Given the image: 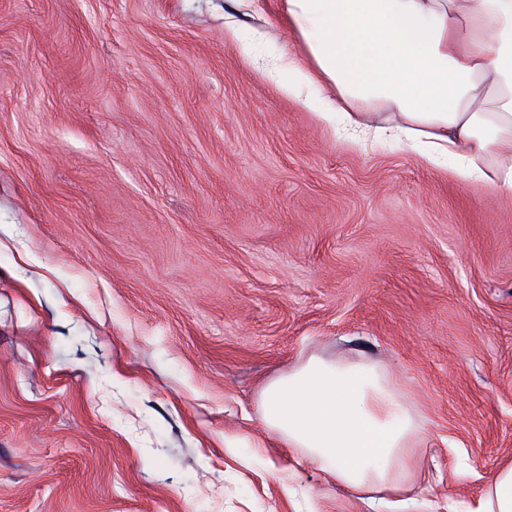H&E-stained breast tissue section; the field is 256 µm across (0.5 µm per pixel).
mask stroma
<instances>
[{"instance_id":"obj_1","label":"stroma","mask_w":512,"mask_h":512,"mask_svg":"<svg viewBox=\"0 0 512 512\" xmlns=\"http://www.w3.org/2000/svg\"><path fill=\"white\" fill-rule=\"evenodd\" d=\"M279 13L0 0V512H386L263 427L311 355L417 414L404 512L512 465V195L283 94Z\"/></svg>"}]
</instances>
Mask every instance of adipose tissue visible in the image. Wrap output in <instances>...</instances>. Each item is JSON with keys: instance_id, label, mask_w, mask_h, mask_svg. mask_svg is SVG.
<instances>
[{"instance_id": "1", "label": "adipose tissue", "mask_w": 512, "mask_h": 512, "mask_svg": "<svg viewBox=\"0 0 512 512\" xmlns=\"http://www.w3.org/2000/svg\"><path fill=\"white\" fill-rule=\"evenodd\" d=\"M307 66L284 92L335 95L318 107L355 136L392 133L426 160L512 194V0H281ZM265 428L296 461L356 494H412L419 424L387 370L366 356L312 355L270 380Z\"/></svg>"}]
</instances>
